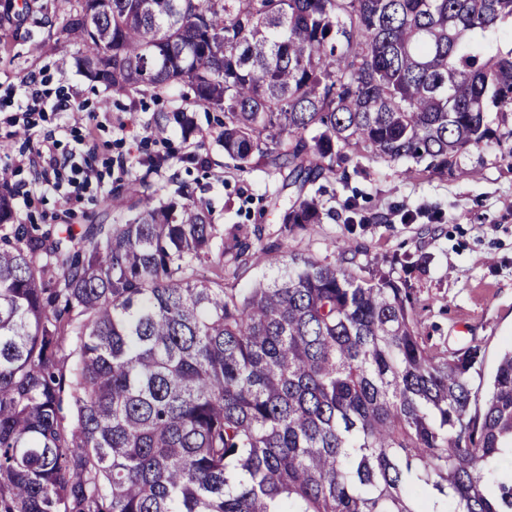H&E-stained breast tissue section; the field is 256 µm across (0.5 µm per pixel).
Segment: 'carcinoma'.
<instances>
[{
	"label": "carcinoma",
	"mask_w": 512,
	"mask_h": 512,
	"mask_svg": "<svg viewBox=\"0 0 512 512\" xmlns=\"http://www.w3.org/2000/svg\"><path fill=\"white\" fill-rule=\"evenodd\" d=\"M512 0H63L32 17L93 82L178 84L224 114L246 172L309 195L351 157L432 172L512 137ZM0 171V512H512V350L428 347L405 280L341 255L273 257L207 204L141 198L54 238L14 223ZM264 264L246 291L224 273ZM368 272L355 273L354 268Z\"/></svg>",
	"instance_id": "cac0c4a2"
}]
</instances>
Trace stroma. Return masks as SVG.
Segmentation results:
<instances>
[{"instance_id": "stroma-1", "label": "stroma", "mask_w": 512, "mask_h": 512, "mask_svg": "<svg viewBox=\"0 0 512 512\" xmlns=\"http://www.w3.org/2000/svg\"><path fill=\"white\" fill-rule=\"evenodd\" d=\"M13 2L10 12H0V167L13 170L16 223L34 222L49 232L61 224H116L137 199L139 178L165 202L180 184L207 203L218 228L259 226L263 244L275 245L277 253L331 262L350 249L358 262H378L394 279L407 280L434 350L459 353L480 343L484 374L495 372L512 346V162L503 158L511 145L492 141L463 154L458 175L419 168L406 176L399 163L353 159L346 179L326 182L320 196L339 221L309 224L283 238L272 201L289 200L294 189L260 169L236 170L215 139V112L194 106L188 87L154 98L95 85L74 65H62L73 47L46 48L47 29L31 21V12L54 8L59 0ZM32 74L52 93H77L80 112L26 113L23 86ZM182 109L193 120L191 134L174 123L156 130L157 113ZM26 118L34 127L21 138L16 124ZM46 137L61 154L82 148L95 170L92 184L72 192L70 202L52 187H33L28 161ZM196 152L208 157L207 166L192 162ZM352 200L354 216L347 210ZM421 255L429 259L426 267L408 272L407 263Z\"/></svg>"}]
</instances>
